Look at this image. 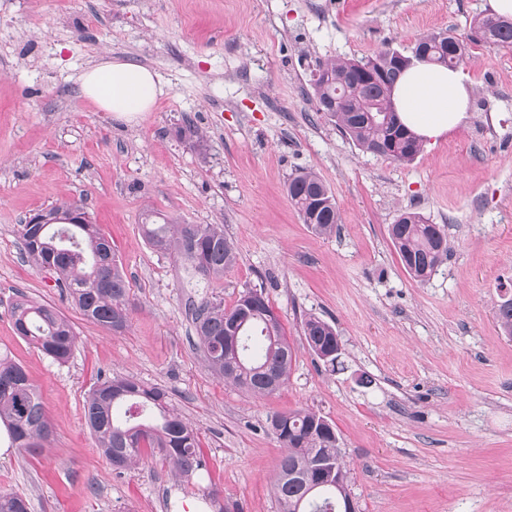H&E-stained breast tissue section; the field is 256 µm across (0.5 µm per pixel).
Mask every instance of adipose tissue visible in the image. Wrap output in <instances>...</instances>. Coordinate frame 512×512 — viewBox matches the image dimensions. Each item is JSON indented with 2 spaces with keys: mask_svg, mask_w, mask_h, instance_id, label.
Returning <instances> with one entry per match:
<instances>
[{
  "mask_svg": "<svg viewBox=\"0 0 512 512\" xmlns=\"http://www.w3.org/2000/svg\"><path fill=\"white\" fill-rule=\"evenodd\" d=\"M470 87L460 70L414 62L393 90L398 119L422 141L436 142L468 120ZM81 92L114 118L129 121L151 111L162 88L149 68L130 60L106 59L85 70Z\"/></svg>",
  "mask_w": 512,
  "mask_h": 512,
  "instance_id": "ef3b65f1",
  "label": "adipose tissue"
}]
</instances>
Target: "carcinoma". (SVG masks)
<instances>
[{
	"label": "carcinoma",
	"mask_w": 512,
	"mask_h": 512,
	"mask_svg": "<svg viewBox=\"0 0 512 512\" xmlns=\"http://www.w3.org/2000/svg\"><path fill=\"white\" fill-rule=\"evenodd\" d=\"M478 36L490 48H512V19L483 16L474 19ZM414 48L449 68L465 65L469 46L452 31L419 37ZM371 59L336 58L316 61L322 69L323 93L316 98L318 111L338 98L343 112L336 118L342 133L358 148L392 161L411 162L422 143L398 123L391 111L392 87L402 68L390 67L378 77L356 70ZM178 136L196 150L204 147L202 131L192 124ZM302 223L315 234L330 236L340 223L336 199L321 176L312 169L292 174L287 184ZM42 224H21L18 233L27 258L37 268H51L57 285L72 297L87 320L114 333L124 331L129 318V288L111 242L86 218L81 204L66 202L42 214ZM186 225L145 217L141 231L154 249L174 253L193 273L210 283L224 277L236 262L233 242L219 224H193L194 249L184 247ZM389 238L410 277L425 282L448 260V237L420 213L402 212L389 227ZM193 322L208 367L225 381L254 396L277 391L270 371L287 382L293 350L277 315L263 293L247 291L227 309L220 302L192 306ZM16 334L56 362L69 359L77 336L69 321L49 305L20 300L12 307ZM496 320L502 335L512 338V297H501ZM303 335L310 349L330 348L336 329L315 317L304 321ZM85 418L97 448L116 470L135 463L144 448H153L168 460L181 478L189 479L207 467L195 430L168 408L167 393L146 387L133 378L108 379L89 392ZM0 422L11 443L35 452L51 434L36 387L23 367L0 358ZM269 428L283 453L277 465L274 489L280 512H338L348 494L350 470L340 466L331 484L310 490L289 477L293 471L311 473L335 454L336 429L326 417L311 411H291L269 419ZM0 512H27L26 499L16 491H0Z\"/></svg>",
	"instance_id": "carcinoma-1"
}]
</instances>
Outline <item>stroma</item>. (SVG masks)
<instances>
[{
    "instance_id": "35a3bbf8",
    "label": "stroma",
    "mask_w": 512,
    "mask_h": 512,
    "mask_svg": "<svg viewBox=\"0 0 512 512\" xmlns=\"http://www.w3.org/2000/svg\"><path fill=\"white\" fill-rule=\"evenodd\" d=\"M487 0H0V354L38 387L52 429L37 454L0 459V490L29 512H279L281 448L270 417L308 409L332 421L357 512H512V340L495 308L512 290V50L472 45L467 123L398 163L359 150L319 112L315 63L361 59L418 37H467ZM133 60L163 93L118 120L80 91L94 61ZM193 121L197 151L177 134ZM336 198L318 236L286 191L300 169ZM84 203L112 243L132 307L119 334L85 320L52 270L28 263L19 224ZM452 244L414 281L388 233L401 211ZM150 213L220 224L237 262L210 287L144 240ZM258 290L294 350L286 384L253 397L204 362L189 303L232 307ZM47 303L75 327L57 363L15 335L11 305ZM333 325L336 368L309 349L303 322ZM368 384H361V377ZM130 377L165 389L207 461L183 480L158 452L113 469L84 417L92 388Z\"/></svg>"
}]
</instances>
